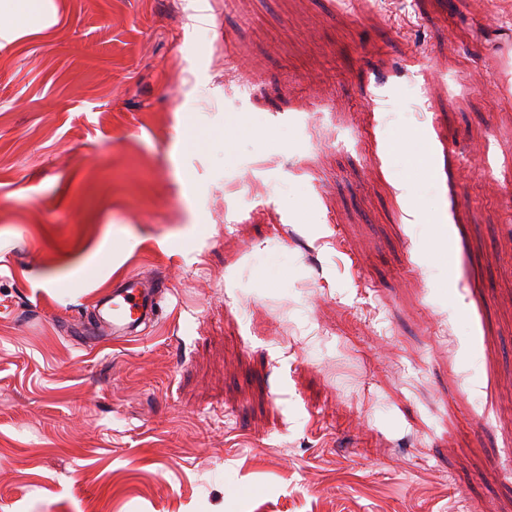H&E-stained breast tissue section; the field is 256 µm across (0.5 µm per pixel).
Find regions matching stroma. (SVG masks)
I'll return each instance as SVG.
<instances>
[{"label":"stroma","instance_id":"35a3bbf8","mask_svg":"<svg viewBox=\"0 0 512 512\" xmlns=\"http://www.w3.org/2000/svg\"><path fill=\"white\" fill-rule=\"evenodd\" d=\"M51 7L0 38V512H512V0ZM167 285L130 276L119 282L98 304L101 329L95 339L112 334L137 336L139 328L158 317L159 300Z\"/></svg>","mask_w":512,"mask_h":512}]
</instances>
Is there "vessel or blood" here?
I'll return each mask as SVG.
<instances>
[{
  "instance_id": "vessel-or-blood-1",
  "label": "vessel or blood",
  "mask_w": 512,
  "mask_h": 512,
  "mask_svg": "<svg viewBox=\"0 0 512 512\" xmlns=\"http://www.w3.org/2000/svg\"><path fill=\"white\" fill-rule=\"evenodd\" d=\"M164 282H151L140 276H130L119 282L98 304L101 329L98 339L118 334L138 335L142 325L158 315Z\"/></svg>"
}]
</instances>
